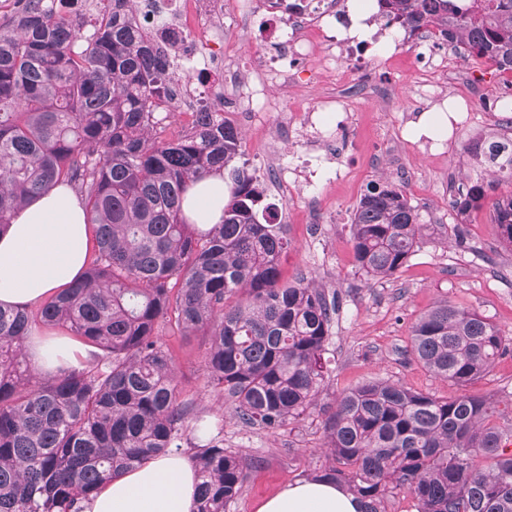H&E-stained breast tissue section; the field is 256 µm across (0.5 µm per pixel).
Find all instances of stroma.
Wrapping results in <instances>:
<instances>
[{
	"label": "stroma",
	"mask_w": 512,
	"mask_h": 512,
	"mask_svg": "<svg viewBox=\"0 0 512 512\" xmlns=\"http://www.w3.org/2000/svg\"><path fill=\"white\" fill-rule=\"evenodd\" d=\"M448 71L463 85L478 76L476 94L482 107L461 108L442 146L413 133L422 81L414 64L393 73L397 103L392 107L348 89L344 76L320 84L314 66L297 71L306 105L319 106L327 93L344 94L349 103L353 146L344 159L356 184L352 190L326 184L320 176L314 185L300 182L281 190L273 172L261 166L262 127L242 123L234 112L224 115L242 135L240 161L245 170L262 182L288 226L291 244L282 257L284 277L316 280L336 302L328 344L332 364L316 401L300 420L276 431L242 424L211 389L201 337L180 335L171 325L163 329L180 396L192 406L190 424L222 425L225 448L248 465V478L229 512H257L264 500L287 485L314 478L326 462L327 414L342 393L371 379L385 378L438 398H488L497 405L495 424L512 428V348L463 388L438 378L408 353L413 324L442 301L476 310L512 339V248L502 244L492 206L484 204L465 220L448 207L449 193L474 172L468 144L490 134L512 137V116L496 110L502 86L497 73L481 60L456 54ZM383 179L402 185L427 230L404 267L391 277L370 280L354 265L351 216L367 185ZM314 195L328 214L326 223L309 221V199Z\"/></svg>",
	"instance_id": "obj_1"
}]
</instances>
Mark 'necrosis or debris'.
Listing matches in <instances>:
<instances>
[{"mask_svg": "<svg viewBox=\"0 0 512 512\" xmlns=\"http://www.w3.org/2000/svg\"><path fill=\"white\" fill-rule=\"evenodd\" d=\"M286 7L283 0H235L225 7L224 0H142L141 12L145 18L155 20L163 37L158 44L164 53L178 57L184 72L193 77L192 91L181 90L179 85L169 89L175 111L190 113L224 109V93L232 91L239 107L249 109L258 100L269 97L272 86L285 90L276 107L277 119L267 127L264 165L273 167L281 187H288L291 176L304 172L326 170L329 180L340 182L347 178L349 168L344 161L334 158L338 146V132L325 117L326 112L343 111L340 98L325 97L321 108L303 109L288 91L294 84V70L298 64L319 62L327 76H335L337 65L349 66L360 72L370 66L366 47L350 37L354 23L349 0H293ZM264 8L274 28L264 50L253 54L248 67L224 60V17L233 12L236 23L233 34L248 42L251 33L249 20L257 8ZM204 26L205 42L190 44L195 26ZM346 31V38H337V31ZM420 44L426 46L430 62L426 73L428 83L420 91L424 99L434 97L435 90L448 89L450 94L473 102L475 95L463 87L454 86L448 76L445 61L449 49L437 43L432 30L422 27L418 31ZM299 129L310 131L307 152L297 163H284L278 145Z\"/></svg>", "mask_w": 512, "mask_h": 512, "instance_id": "necrosis-or-debris-1", "label": "necrosis or debris"}]
</instances>
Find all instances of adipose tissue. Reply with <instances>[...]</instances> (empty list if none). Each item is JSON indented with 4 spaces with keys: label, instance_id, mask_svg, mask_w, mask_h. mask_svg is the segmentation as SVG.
Here are the masks:
<instances>
[{
    "label": "adipose tissue",
    "instance_id": "adipose-tissue-1",
    "mask_svg": "<svg viewBox=\"0 0 512 512\" xmlns=\"http://www.w3.org/2000/svg\"><path fill=\"white\" fill-rule=\"evenodd\" d=\"M198 224L224 217V176L200 180L184 204ZM85 203L60 185L20 210L0 234V305L31 308L81 279L90 256L91 226ZM26 352L38 370L90 361L89 347L65 336L33 333ZM198 477L183 453L172 451L103 485L83 512H195ZM359 499L328 480L296 482L262 502L257 512H361Z\"/></svg>",
    "mask_w": 512,
    "mask_h": 512
}]
</instances>
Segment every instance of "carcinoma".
Instances as JSON below:
<instances>
[{
    "instance_id": "cac0c4a2",
    "label": "carcinoma",
    "mask_w": 512,
    "mask_h": 512,
    "mask_svg": "<svg viewBox=\"0 0 512 512\" xmlns=\"http://www.w3.org/2000/svg\"><path fill=\"white\" fill-rule=\"evenodd\" d=\"M74 0H26L0 27V229L59 184L84 199L95 252L82 279L37 310L0 306V512H81L80 503L129 469L181 447L191 406L180 400L160 333L169 316L182 336L207 339L209 386L246 425L277 430L314 403L327 370L335 302L313 281L283 280L288 225L261 185L236 165L241 138L217 112H197L167 135V85L178 81L134 16L112 0L85 35ZM415 32L430 26L463 57L512 73V0H378ZM489 180L453 200L463 218L495 183H512V138L467 147ZM224 171V219L202 229L183 203L190 187ZM512 247V194L492 203ZM356 269L394 275L423 225L404 190L367 186L351 217ZM62 326L95 348L83 368L45 375L27 360L33 325ZM506 353L505 338L474 310L440 302L412 327L410 354L465 387ZM496 404L440 399L398 382L366 381L324 421L320 476L357 495L362 512L410 494L417 512H512L509 433ZM197 512H227L247 464L224 439L196 426ZM488 459L490 463L482 464Z\"/></svg>"
}]
</instances>
